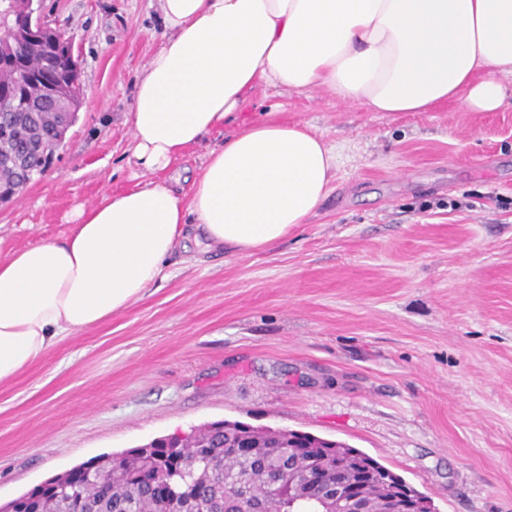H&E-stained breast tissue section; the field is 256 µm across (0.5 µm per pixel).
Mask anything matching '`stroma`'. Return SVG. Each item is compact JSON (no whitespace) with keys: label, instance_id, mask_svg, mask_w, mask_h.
Masks as SVG:
<instances>
[{"label":"stroma","instance_id":"obj_1","mask_svg":"<svg viewBox=\"0 0 512 512\" xmlns=\"http://www.w3.org/2000/svg\"><path fill=\"white\" fill-rule=\"evenodd\" d=\"M74 39L81 106L48 170L0 207V260L150 181L189 199L224 126L140 173L127 121L160 0H42ZM336 149L309 222L254 254L176 248L169 277L0 383V503L103 453L229 420L371 456L436 512H512V105L370 112L258 84Z\"/></svg>","mask_w":512,"mask_h":512}]
</instances>
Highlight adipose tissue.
<instances>
[{
    "label": "adipose tissue",
    "instance_id": "adipose-tissue-1",
    "mask_svg": "<svg viewBox=\"0 0 512 512\" xmlns=\"http://www.w3.org/2000/svg\"><path fill=\"white\" fill-rule=\"evenodd\" d=\"M161 11L129 112L135 166L165 170L212 130H237L209 151L189 200L152 181L79 209L64 241L0 261V382L165 279L178 243L248 254L315 214L336 154L275 113L241 120L257 82L323 87L373 112L455 101L495 112L512 93V0H161Z\"/></svg>",
    "mask_w": 512,
    "mask_h": 512
}]
</instances>
